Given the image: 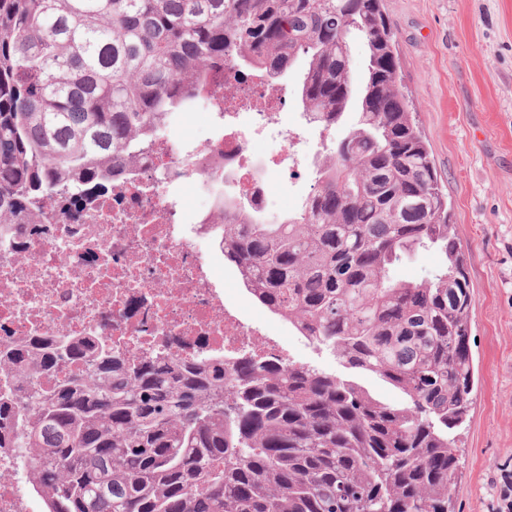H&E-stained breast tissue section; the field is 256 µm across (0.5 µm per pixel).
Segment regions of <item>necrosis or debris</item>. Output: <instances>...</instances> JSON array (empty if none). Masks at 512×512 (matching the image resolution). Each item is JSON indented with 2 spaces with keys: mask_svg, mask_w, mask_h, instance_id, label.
Returning <instances> with one entry per match:
<instances>
[{
  "mask_svg": "<svg viewBox=\"0 0 512 512\" xmlns=\"http://www.w3.org/2000/svg\"><path fill=\"white\" fill-rule=\"evenodd\" d=\"M216 135L164 143L111 198L52 224L48 233L0 245V347L39 336L105 339L133 355L233 357L281 354L264 324L224 295L211 227L223 223L224 192L270 203L263 169L298 168L306 153L287 133L277 154L253 143L264 122L286 111L262 78L239 85L224 68L209 88ZM192 187L205 206L187 213ZM28 468L0 453V512H31Z\"/></svg>",
  "mask_w": 512,
  "mask_h": 512,
  "instance_id": "1",
  "label": "necrosis or debris"
}]
</instances>
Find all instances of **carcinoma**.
<instances>
[{
    "label": "carcinoma",
    "instance_id": "1",
    "mask_svg": "<svg viewBox=\"0 0 512 512\" xmlns=\"http://www.w3.org/2000/svg\"><path fill=\"white\" fill-rule=\"evenodd\" d=\"M226 60L274 91L298 72L323 132L357 111L314 156L298 209L226 192L214 239L253 300L344 372L129 356L89 336L5 346L0 372L33 381L0 392V451L26 460L43 512H454L474 296L383 0H0V238L47 231L48 202L82 207L129 180ZM429 249L430 277H396ZM74 364L90 376L35 379Z\"/></svg>",
    "mask_w": 512,
    "mask_h": 512
}]
</instances>
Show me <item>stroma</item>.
<instances>
[{"mask_svg": "<svg viewBox=\"0 0 512 512\" xmlns=\"http://www.w3.org/2000/svg\"><path fill=\"white\" fill-rule=\"evenodd\" d=\"M402 90L448 194L473 286L478 385L461 429L457 512H491L512 470V0H383ZM271 212L296 208L312 175L268 173Z\"/></svg>", "mask_w": 512, "mask_h": 512, "instance_id": "1", "label": "stroma"}]
</instances>
